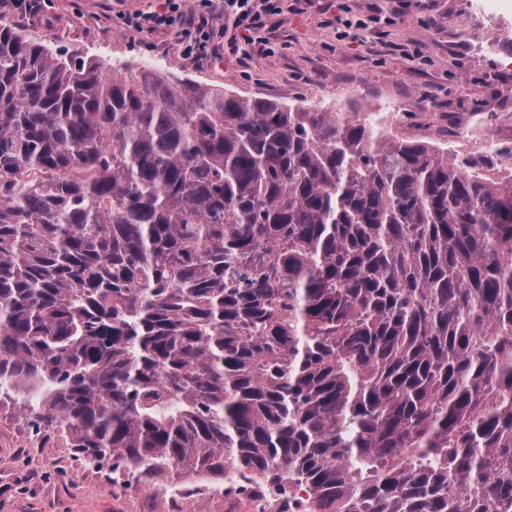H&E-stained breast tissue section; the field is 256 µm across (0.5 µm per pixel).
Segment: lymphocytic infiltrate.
<instances>
[{
	"instance_id": "lymphocytic-infiltrate-1",
	"label": "lymphocytic infiltrate",
	"mask_w": 512,
	"mask_h": 512,
	"mask_svg": "<svg viewBox=\"0 0 512 512\" xmlns=\"http://www.w3.org/2000/svg\"><path fill=\"white\" fill-rule=\"evenodd\" d=\"M224 25L214 28V15ZM288 0H158L148 10L122 15L127 27L137 31H171L175 46L184 56L204 61L225 52L243 61L254 50L272 52L265 23L287 16Z\"/></svg>"
}]
</instances>
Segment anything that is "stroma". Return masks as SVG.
I'll use <instances>...</instances> for the list:
<instances>
[{
    "label": "stroma",
    "instance_id": "35a3bbf8",
    "mask_svg": "<svg viewBox=\"0 0 512 512\" xmlns=\"http://www.w3.org/2000/svg\"><path fill=\"white\" fill-rule=\"evenodd\" d=\"M150 3L42 0L21 20L0 0V24L68 61L151 69L313 112H351L399 139L428 130V145L447 148L461 165L480 160L490 171L512 157V0H499L493 15L471 0H296L287 20L267 24L278 52H254L242 63L220 55L205 64L182 57L168 32L137 33L117 22V13ZM343 5L390 22L338 37ZM163 508L158 495L145 503L114 492L107 476L87 471L60 430L36 429L19 406L0 405V512Z\"/></svg>",
    "mask_w": 512,
    "mask_h": 512
}]
</instances>
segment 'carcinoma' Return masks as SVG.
Segmentation results:
<instances>
[{"instance_id":"cac0c4a2","label":"carcinoma","mask_w":512,"mask_h":512,"mask_svg":"<svg viewBox=\"0 0 512 512\" xmlns=\"http://www.w3.org/2000/svg\"><path fill=\"white\" fill-rule=\"evenodd\" d=\"M8 401L148 481L512 512V185L1 25Z\"/></svg>"}]
</instances>
